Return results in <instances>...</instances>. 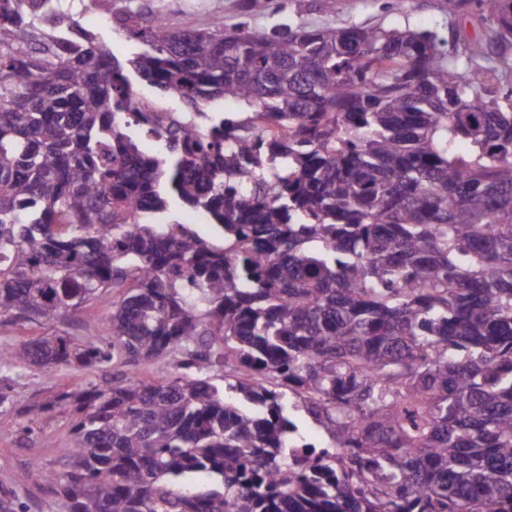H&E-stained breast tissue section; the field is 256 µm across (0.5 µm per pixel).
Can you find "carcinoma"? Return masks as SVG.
<instances>
[{
    "label": "carcinoma",
    "mask_w": 512,
    "mask_h": 512,
    "mask_svg": "<svg viewBox=\"0 0 512 512\" xmlns=\"http://www.w3.org/2000/svg\"><path fill=\"white\" fill-rule=\"evenodd\" d=\"M67 2L0 0V325L129 292L112 351L51 336L0 367L171 353L196 376L60 393L34 413L72 408L69 469L19 481L62 512H512V0H455L501 40L453 54L89 0L140 44L125 60ZM136 81L248 114L201 139L132 110ZM229 361L252 380L212 383ZM299 412L331 439L302 459Z\"/></svg>",
    "instance_id": "1"
}]
</instances>
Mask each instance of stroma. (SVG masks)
Wrapping results in <instances>:
<instances>
[{
	"mask_svg": "<svg viewBox=\"0 0 512 512\" xmlns=\"http://www.w3.org/2000/svg\"><path fill=\"white\" fill-rule=\"evenodd\" d=\"M244 3L245 0H130L129 5L142 9L148 16L164 14L182 27L199 28L211 17L220 15L225 26L245 22L258 33L296 23L311 28L369 24L385 28L410 27L434 32L444 38L449 27L459 21L458 16L449 14L448 0H308L303 7L291 4L290 0H270L268 9L255 17L245 13ZM73 9L81 13L87 29L111 44L117 57L124 59L137 51V43L115 31L105 15L93 9H83L78 2ZM122 295L119 288L104 293L78 321L0 325V342L31 341L59 335L67 337L76 346L100 342L102 332L96 323L108 318L113 300ZM129 371V366L117 358L101 371L78 367L38 368L28 364L1 369L0 380L10 385L15 405L9 412L0 414V491L18 490L23 500L39 497L43 512H56L58 505L50 494L35 488L19 490L18 478L36 462L55 473L65 472L62 451L73 442L71 417L59 413L39 419L29 413V405L45 402L65 390L75 391L91 384L109 386L113 376Z\"/></svg>",
	"mask_w": 512,
	"mask_h": 512,
	"instance_id": "stroma-1",
	"label": "stroma"
}]
</instances>
